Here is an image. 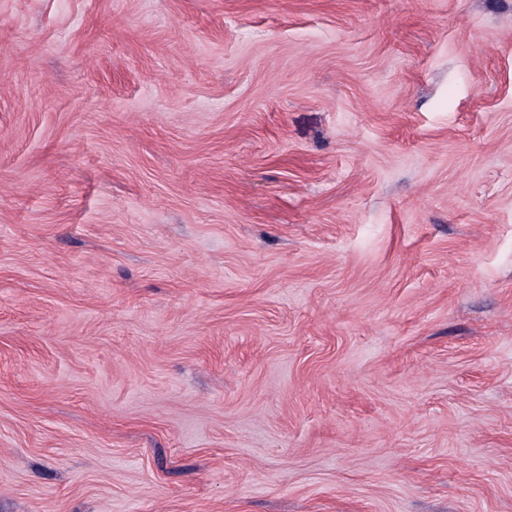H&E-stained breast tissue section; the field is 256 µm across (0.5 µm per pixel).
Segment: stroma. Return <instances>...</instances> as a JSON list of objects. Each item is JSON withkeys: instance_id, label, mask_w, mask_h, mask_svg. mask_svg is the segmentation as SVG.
Returning a JSON list of instances; mask_svg holds the SVG:
<instances>
[{"instance_id": "1", "label": "stroma", "mask_w": 512, "mask_h": 512, "mask_svg": "<svg viewBox=\"0 0 512 512\" xmlns=\"http://www.w3.org/2000/svg\"><path fill=\"white\" fill-rule=\"evenodd\" d=\"M0 512H512V0H0Z\"/></svg>"}]
</instances>
